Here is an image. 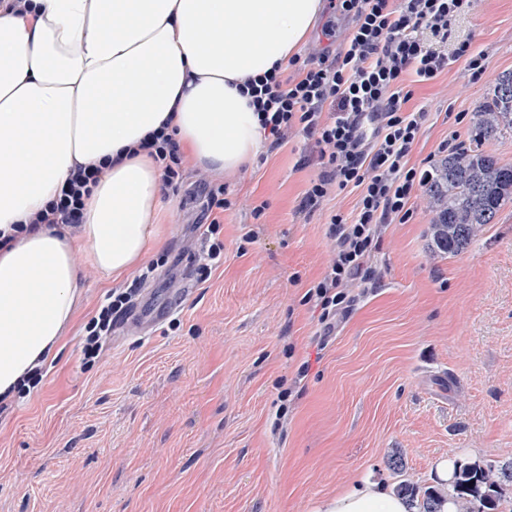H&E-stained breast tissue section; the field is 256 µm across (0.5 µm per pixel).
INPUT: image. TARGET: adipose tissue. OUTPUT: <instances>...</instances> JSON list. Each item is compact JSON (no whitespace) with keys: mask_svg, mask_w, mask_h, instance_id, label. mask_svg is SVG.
Returning a JSON list of instances; mask_svg holds the SVG:
<instances>
[{"mask_svg":"<svg viewBox=\"0 0 512 512\" xmlns=\"http://www.w3.org/2000/svg\"><path fill=\"white\" fill-rule=\"evenodd\" d=\"M0 11V232L53 199L74 165L105 170L79 239L45 226L0 248V396L47 358L79 288L75 251L120 275L159 243L161 172L127 149L169 122L198 162L232 170L266 141L236 86L297 54L323 0H32ZM361 476L314 512H409Z\"/></svg>","mask_w":512,"mask_h":512,"instance_id":"ef3b65f1","label":"adipose tissue"}]
</instances>
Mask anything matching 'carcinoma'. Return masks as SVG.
<instances>
[{
	"mask_svg": "<svg viewBox=\"0 0 512 512\" xmlns=\"http://www.w3.org/2000/svg\"><path fill=\"white\" fill-rule=\"evenodd\" d=\"M512 131V73L499 76L491 98L477 111L473 145L438 160L424 193L432 219L430 249L437 256L455 255L495 223L499 212L512 204V164H505L482 148L503 131ZM453 490L458 512H497L501 484L512 482V462L454 461ZM418 512H437L443 488L425 491L409 484L395 487Z\"/></svg>",
	"mask_w": 512,
	"mask_h": 512,
	"instance_id": "cac0c4a2",
	"label": "carcinoma"
}]
</instances>
